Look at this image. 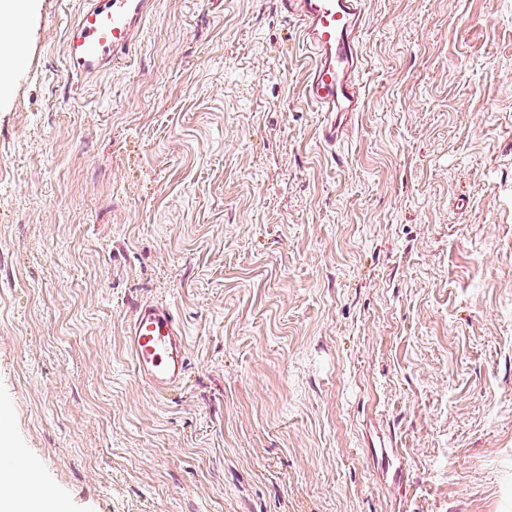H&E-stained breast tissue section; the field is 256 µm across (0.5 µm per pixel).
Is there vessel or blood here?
Instances as JSON below:
<instances>
[{"label": "vessel or blood", "mask_w": 512, "mask_h": 512, "mask_svg": "<svg viewBox=\"0 0 512 512\" xmlns=\"http://www.w3.org/2000/svg\"><path fill=\"white\" fill-rule=\"evenodd\" d=\"M279 5L303 27L311 53L306 95L320 115L318 141L335 149L364 105L358 50L366 25L362 0H279ZM152 10L153 0H83L70 28L69 73L81 78L123 64ZM126 342L139 378L151 391L163 394L183 382L184 332L169 306L136 302Z\"/></svg>", "instance_id": "b4317fda"}]
</instances>
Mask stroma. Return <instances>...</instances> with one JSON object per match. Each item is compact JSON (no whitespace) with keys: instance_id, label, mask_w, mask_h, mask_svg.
I'll return each instance as SVG.
<instances>
[{"instance_id":"1","label":"stroma","mask_w":512,"mask_h":512,"mask_svg":"<svg viewBox=\"0 0 512 512\" xmlns=\"http://www.w3.org/2000/svg\"><path fill=\"white\" fill-rule=\"evenodd\" d=\"M0 96V438L52 512H504L512 0H365L364 108L317 140L278 0H156L74 81L28 0ZM186 336L155 395L132 300Z\"/></svg>"}]
</instances>
